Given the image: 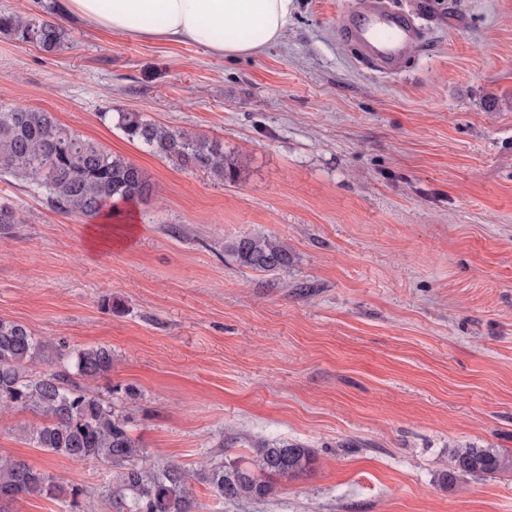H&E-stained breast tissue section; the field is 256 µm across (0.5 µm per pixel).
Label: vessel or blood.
<instances>
[{"instance_id":"1","label":"vessel or blood","mask_w":512,"mask_h":512,"mask_svg":"<svg viewBox=\"0 0 512 512\" xmlns=\"http://www.w3.org/2000/svg\"><path fill=\"white\" fill-rule=\"evenodd\" d=\"M339 28L360 60L385 74L402 70L419 37L411 16L391 8L388 0H361L354 12L341 19Z\"/></svg>"}]
</instances>
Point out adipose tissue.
Segmentation results:
<instances>
[{
  "label": "adipose tissue",
  "instance_id": "adipose-tissue-1",
  "mask_svg": "<svg viewBox=\"0 0 512 512\" xmlns=\"http://www.w3.org/2000/svg\"><path fill=\"white\" fill-rule=\"evenodd\" d=\"M85 26L167 44L194 43L219 56L254 55L280 41L295 0H62Z\"/></svg>",
  "mask_w": 512,
  "mask_h": 512
}]
</instances>
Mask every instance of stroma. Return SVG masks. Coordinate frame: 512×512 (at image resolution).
Masks as SVG:
<instances>
[{"instance_id":"obj_1","label":"stroma","mask_w":512,"mask_h":512,"mask_svg":"<svg viewBox=\"0 0 512 512\" xmlns=\"http://www.w3.org/2000/svg\"><path fill=\"white\" fill-rule=\"evenodd\" d=\"M57 0L0 11L63 21L46 52L0 34V103L52 112L142 168L154 191L123 247L99 221L0 179L21 222L0 239V318L67 349L111 347L107 384L159 464L248 459L254 439L315 461L262 502L193 485L195 512H512V473L445 485L454 448L512 456V0H395L421 32L399 76L340 39L356 0H298L284 39L220 57L62 20ZM223 145L221 181L129 141L110 112ZM273 235L288 269L229 243ZM0 413V456L111 512L109 466L34 447ZM243 266L258 272H277L293 263L288 246L272 235H246L227 246Z\"/></svg>"}]
</instances>
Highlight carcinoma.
I'll return each instance as SVG.
<instances>
[{
    "instance_id": "1",
    "label": "carcinoma",
    "mask_w": 512,
    "mask_h": 512,
    "mask_svg": "<svg viewBox=\"0 0 512 512\" xmlns=\"http://www.w3.org/2000/svg\"><path fill=\"white\" fill-rule=\"evenodd\" d=\"M0 33L47 52L60 48L67 37L64 27L53 21L5 11L0 12ZM103 116L117 117L128 140L183 168L203 169L221 179L233 171V163L216 142L161 127L135 112ZM2 176L36 185L64 214L91 218L109 205L112 215H118L153 192L140 167L61 125L52 113L0 103ZM16 223L15 209L0 204V238L8 236ZM227 249L241 265L258 272H277L293 263L288 246L272 235L242 236ZM61 361L71 365L75 375L97 381L112 372V348L100 345L65 353L61 345L35 336L26 325L0 319V412L32 410L41 415V425L27 431V440L37 448L88 467L104 463L118 469L117 485L102 492L116 512H195L193 472L177 465L155 468L133 436L131 419L114 403L116 398L135 396V389L111 386L105 397L61 371L36 370ZM251 448V466L234 460L202 469L218 499L263 500L273 493L272 481L295 479L314 461L312 449L300 442L261 439ZM509 468L512 458L495 448H456L443 482L452 484L464 475L492 476ZM80 493L78 486L64 485L23 461L0 457V499L47 497L55 500L58 512H75Z\"/></svg>"
}]
</instances>
